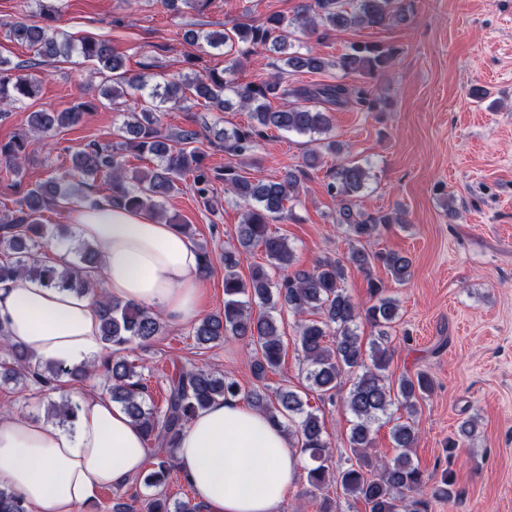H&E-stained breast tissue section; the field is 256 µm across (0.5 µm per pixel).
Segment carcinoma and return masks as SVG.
Wrapping results in <instances>:
<instances>
[{"instance_id": "cac0c4a2", "label": "carcinoma", "mask_w": 512, "mask_h": 512, "mask_svg": "<svg viewBox=\"0 0 512 512\" xmlns=\"http://www.w3.org/2000/svg\"><path fill=\"white\" fill-rule=\"evenodd\" d=\"M413 12V0H299L295 17L271 15L264 20L233 23L222 32L188 30L179 35L185 43L204 41L212 48H222L231 57V65L223 71L192 72L172 78L148 82L145 73L123 69L120 56L110 41L95 37L74 39L59 27L60 13L55 8H40L32 18L7 24L6 35L13 42L32 49L40 58H70L77 55L98 63L104 86L99 103L79 102L61 111L41 109L29 114L28 128L7 142H0V167L3 179L19 189L17 209L0 216V280L25 279L49 288H63L82 295L94 296L101 320V336L112 349V357L104 362L112 401L120 404L131 420L142 430L150 444L148 466L151 470L143 482L158 492L147 503L148 512H171L167 496L161 488L179 471L174 458L181 435L189 421L211 403L228 397H241L251 406L272 418L288 422V437L296 439L300 453L314 465L307 468L311 493L321 492L336 481L343 495L362 501L366 512H429V500L451 501L458 492L452 470L442 471L430 486V499H414L412 494L427 487L421 470L414 464L411 451L417 443L415 415L419 401L432 393L433 379L425 372L403 376L392 384L385 375L391 362L388 332L399 319V303L375 282H370L371 304L362 309L355 304L344 287L345 263L368 273L382 265L398 283L408 281L411 261L394 251L373 252L364 242L379 227L408 223L406 211L397 206L392 211L368 214L359 208L358 198L372 179L370 162L339 159L329 170L328 190L336 194L337 226L348 238L350 250L345 259L318 260L310 268H294L293 250L288 238L270 230V221L282 216L286 203L294 199L301 178L307 170L322 165L327 155L338 156L342 146L331 135L330 112L336 108L357 105L378 111L384 102L369 96L365 84L385 74L394 64L399 50L378 42L350 43L342 53L328 58L311 47L302 48L296 28L319 43L336 32L352 29L384 28L405 20ZM260 50L277 54L281 65L269 79L234 82L224 78L239 64V58ZM334 68L344 80L334 84L288 87V77L298 73H318ZM22 64H11L0 56V105L15 106L37 95L40 81L21 73ZM357 78L360 83L346 82ZM140 93V113L119 129L120 141L92 143L72 155L71 171L52 176L36 184L23 185L30 146L39 135L53 133L78 123L86 112L97 105L114 109L126 105L128 97ZM211 110H229L234 105L248 109L250 123L220 131L216 138L224 147L241 155L256 140L275 128L287 133L307 135L317 147L305 158V168L292 169L278 179L253 180L241 168L224 165L218 172L204 163L205 155L195 143L200 132L182 129L172 135L163 131L159 114L168 107H182L188 98ZM294 98L281 109L274 110L272 99ZM155 161L153 167L132 172L124 168V153ZM79 176L107 186L110 200L118 205L147 212L159 219L162 203L181 191L180 183L191 177V188L205 209L212 207V181H224L244 212L237 226L236 243L224 248V310L209 314L193 327L199 346L228 339H247L254 346L252 373L262 381L276 371L282 361V334L272 311L286 307L301 316L299 342L307 364L306 389L321 401L333 400L340 380L352 379L344 403L352 415L349 430L350 451L356 463L336 469L331 475L327 462L328 444L325 422L301 392L288 387L275 391L274 398L258 387L246 390L234 378L212 371L185 367L175 368L167 377L163 404L158 409L145 403L147 386L135 364L122 355L127 345L147 344L165 331L162 318L134 302L109 298L102 287V277H91L99 271L97 249L80 242L74 247L75 259L55 263L42 256L49 245V227L43 223L44 212L70 198L75 191L71 177ZM255 249L263 252L267 264L250 269V279L243 280L237 271L244 256ZM282 272L273 281L271 271ZM267 311L253 314L251 302ZM377 331L370 341L360 334L359 322ZM0 345L7 354L0 361V384L32 383L52 389L64 377L78 381L95 368L86 364L75 368L42 367L24 349L10 344L0 329ZM405 412L406 419L396 423L392 439L398 455L384 461L371 455L374 425L383 417H392L391 408ZM49 411L59 423H70L76 416V405L68 400L50 403ZM471 419L460 421L456 438L448 440L446 451L452 452L459 440L474 435ZM0 512H27L23 501L13 490L0 483Z\"/></svg>"}]
</instances>
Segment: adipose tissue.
I'll return each mask as SVG.
<instances>
[{
    "instance_id": "1",
    "label": "adipose tissue",
    "mask_w": 512,
    "mask_h": 512,
    "mask_svg": "<svg viewBox=\"0 0 512 512\" xmlns=\"http://www.w3.org/2000/svg\"><path fill=\"white\" fill-rule=\"evenodd\" d=\"M66 209L77 238L97 248L112 299L176 321L196 314L200 253L173 225L104 198ZM0 329L43 365L72 368L105 353L92 297L29 280L0 282ZM72 400L78 410L70 426L0 414V482L27 512H75L143 470L146 440L119 405L87 387ZM176 462L205 512H279L299 469L284 428L232 397L189 422Z\"/></svg>"
}]
</instances>
